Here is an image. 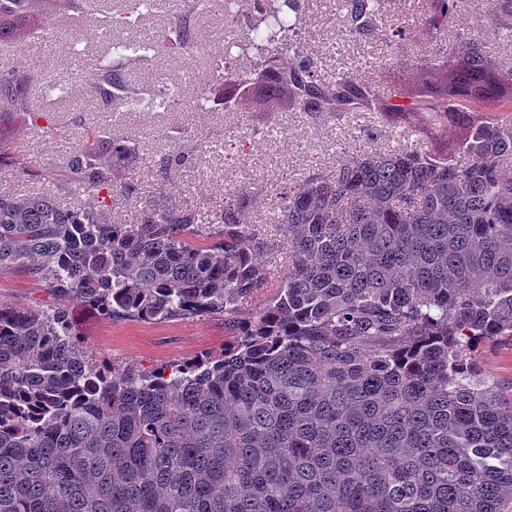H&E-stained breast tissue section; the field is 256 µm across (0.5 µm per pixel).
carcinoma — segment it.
I'll return each mask as SVG.
<instances>
[{"label": "carcinoma", "mask_w": 512, "mask_h": 512, "mask_svg": "<svg viewBox=\"0 0 512 512\" xmlns=\"http://www.w3.org/2000/svg\"><path fill=\"white\" fill-rule=\"evenodd\" d=\"M56 0H0V43L53 34ZM299 0H199L250 21L232 35L251 69L210 64L224 108L260 99L336 117L373 112L393 132L426 118L420 148L337 161L285 193L291 264L245 221L250 194L227 191L210 215L221 238L198 240L199 213L164 201L135 221H107V201L139 144L98 128L67 169L97 196L62 206L42 191L0 190V268L41 279L46 306L0 303V512H512V388L483 378L482 350L512 344V65L457 38L397 72L393 88L319 73L293 37ZM388 43L409 18L445 37L459 0H342L350 34ZM502 36L512 0H487ZM161 33L192 55L178 35ZM156 40L114 48L87 67L94 97L141 105L131 75ZM470 60L508 90L452 87ZM0 65V160L30 89ZM458 131L453 142L441 138ZM180 147L157 163H184ZM143 322L224 315V349L145 369L97 363L73 331L72 307Z\"/></svg>", "instance_id": "carcinoma-1"}]
</instances>
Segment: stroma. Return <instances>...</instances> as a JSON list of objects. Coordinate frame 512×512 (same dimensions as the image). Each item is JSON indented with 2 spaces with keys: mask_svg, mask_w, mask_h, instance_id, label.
<instances>
[{
  "mask_svg": "<svg viewBox=\"0 0 512 512\" xmlns=\"http://www.w3.org/2000/svg\"><path fill=\"white\" fill-rule=\"evenodd\" d=\"M303 15V48L328 73L348 70L381 84L385 81L381 61L406 63L431 45L419 27L399 47L387 46L378 30L360 39L349 37L338 0H303ZM486 15L487 0H461V30L482 40L493 56L512 63V44L488 36ZM67 28V20H60V36L53 44L33 43L21 54L0 44V59L10 58L21 72L38 74L47 84L68 81L76 91L73 100L52 104L14 128L12 154L0 160V189L21 197L47 188L61 201L80 200L66 171L68 154L88 142L91 129L107 125L114 136H137L143 154L142 162L128 174L138 196L114 205L109 212L113 221L127 220L150 200L174 194L206 216L223 207L225 190L244 188L254 197L250 224L279 240L283 233L274 219L289 185L334 167L346 155L411 147L423 140L416 132H382L363 112L335 121L285 108L271 111L256 103L228 112L218 88L211 90L212 102L205 112H107L84 92L85 74L70 59ZM178 144L196 154L195 163L160 175L156 161ZM49 300L42 283L23 267L0 269V302L23 307ZM73 317L88 350L108 366L134 361L151 367L224 347L220 315L140 322L112 320L78 307Z\"/></svg>",
  "mask_w": 512,
  "mask_h": 512,
  "instance_id": "stroma-1",
  "label": "stroma"
}]
</instances>
